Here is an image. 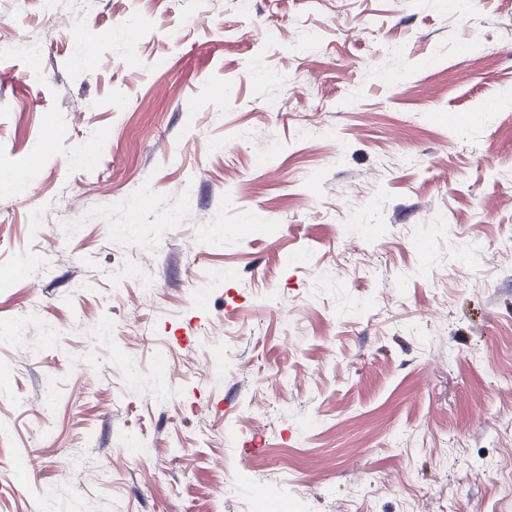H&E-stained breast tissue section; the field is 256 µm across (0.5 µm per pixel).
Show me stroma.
<instances>
[{
	"mask_svg": "<svg viewBox=\"0 0 512 512\" xmlns=\"http://www.w3.org/2000/svg\"><path fill=\"white\" fill-rule=\"evenodd\" d=\"M126 9L0 0V512H512V0Z\"/></svg>",
	"mask_w": 512,
	"mask_h": 512,
	"instance_id": "obj_1",
	"label": "stroma"
}]
</instances>
